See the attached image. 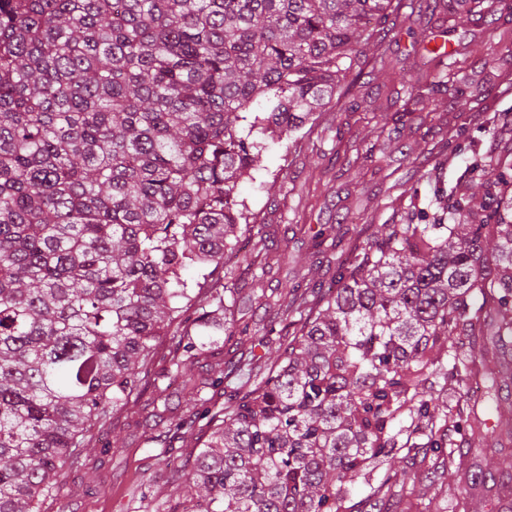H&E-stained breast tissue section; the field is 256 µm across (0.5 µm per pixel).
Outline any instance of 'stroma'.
Here are the masks:
<instances>
[{
    "instance_id": "35a3bbf8",
    "label": "stroma",
    "mask_w": 512,
    "mask_h": 512,
    "mask_svg": "<svg viewBox=\"0 0 512 512\" xmlns=\"http://www.w3.org/2000/svg\"><path fill=\"white\" fill-rule=\"evenodd\" d=\"M449 51V92L409 99V78L429 61L422 35ZM512 140V0H477L472 12L452 17L434 11L433 0H409L394 29L369 46L363 72L326 112L314 132L287 152L280 143L265 153L266 171L239 183L238 194L255 215L253 229L270 233L288 258L270 279L294 283L318 265L315 283L329 285L336 253L312 246L313 236L335 226L345 248L358 247L384 225L403 223L410 207L433 208L439 191L480 189L470 178L477 154H494ZM372 152L371 161L359 154ZM285 176L272 182L271 171ZM168 390L169 408L183 398L155 366L130 412L117 413L105 430H92L77 465L69 469L44 512H153L155 496L175 495L173 464L189 447L158 458L152 392ZM112 442L109 453L102 443ZM397 512H420L435 488L447 484L449 501L461 496L459 476L442 477L419 466Z\"/></svg>"
}]
</instances>
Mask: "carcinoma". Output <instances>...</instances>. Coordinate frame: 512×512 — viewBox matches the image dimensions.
<instances>
[{
  "instance_id": "1",
  "label": "carcinoma",
  "mask_w": 512,
  "mask_h": 512,
  "mask_svg": "<svg viewBox=\"0 0 512 512\" xmlns=\"http://www.w3.org/2000/svg\"><path fill=\"white\" fill-rule=\"evenodd\" d=\"M404 7L0 0V512H39L160 356L184 404L164 415V388L152 403L195 452L172 473L185 491L156 512H384L419 475L386 471L352 511L354 480L401 450L460 468L450 421L512 472V423L483 418L508 368L487 356L512 345V148L470 165L482 193L385 225L326 292L266 288L272 257L249 298L279 331L241 322L237 289L218 287L251 230L238 183L267 169L269 142L291 149L314 129ZM430 53L419 93L447 85ZM325 243L340 246L335 228L312 247ZM188 266L202 270L191 286ZM200 328L223 343L197 344ZM273 334L264 365L244 344ZM470 378L485 392L461 410L448 387ZM464 479L470 498L487 475Z\"/></svg>"
}]
</instances>
